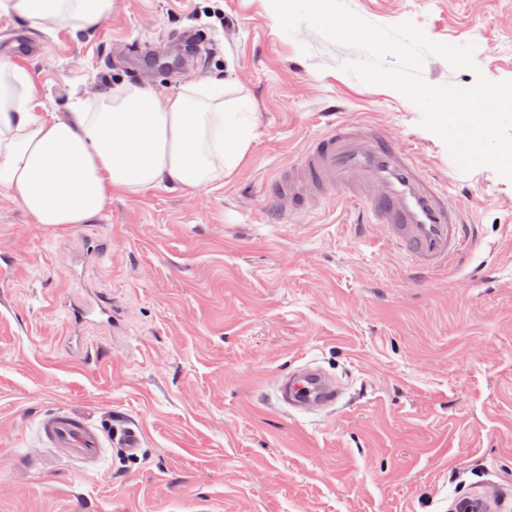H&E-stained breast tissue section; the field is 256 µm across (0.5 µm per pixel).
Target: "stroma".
<instances>
[{"label":"stroma","instance_id":"35a3bbf8","mask_svg":"<svg viewBox=\"0 0 512 512\" xmlns=\"http://www.w3.org/2000/svg\"><path fill=\"white\" fill-rule=\"evenodd\" d=\"M347 3L475 44L474 71L427 56L431 85L512 80V0ZM16 30L41 47L22 67L44 117L122 83L217 79L252 138L209 188L117 191L86 224L0 194V512H448L485 481L512 489V180L461 170L417 105L343 71L364 51L285 33L270 0H114L76 31L0 18ZM336 121L414 145L476 224L471 260L420 278L341 198L274 210L266 183ZM97 300L111 322L71 317ZM309 361L341 382L335 410L277 402V375ZM63 411L89 416L98 463L43 440Z\"/></svg>","mask_w":512,"mask_h":512}]
</instances>
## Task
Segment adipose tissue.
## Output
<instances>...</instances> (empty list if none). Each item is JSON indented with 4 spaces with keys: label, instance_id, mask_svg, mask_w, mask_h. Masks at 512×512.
Here are the masks:
<instances>
[{
    "label": "adipose tissue",
    "instance_id": "1",
    "mask_svg": "<svg viewBox=\"0 0 512 512\" xmlns=\"http://www.w3.org/2000/svg\"><path fill=\"white\" fill-rule=\"evenodd\" d=\"M114 0H0L38 29L93 26ZM37 77L0 61V193L38 224H84L112 191L160 185L196 192L247 149L250 132L224 109V83L188 84L161 97L121 84L64 117L36 110Z\"/></svg>",
    "mask_w": 512,
    "mask_h": 512
}]
</instances>
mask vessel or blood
Listing matches in <instances>:
<instances>
[{
	"mask_svg": "<svg viewBox=\"0 0 512 512\" xmlns=\"http://www.w3.org/2000/svg\"><path fill=\"white\" fill-rule=\"evenodd\" d=\"M37 45L26 32L0 40V55L26 60ZM275 209L306 212L313 199L341 196L361 210L362 230L380 232L408 263L432 273L464 259L473 227L448 193L420 170L404 139L376 126L332 124L316 135L271 183ZM280 402L290 410L312 414L335 406L344 391L334 377L308 362L277 378ZM46 441L90 464L102 456L103 443L84 416L58 412L43 420Z\"/></svg>",
	"mask_w": 512,
	"mask_h": 512,
	"instance_id": "obj_1",
	"label": "vessel or blood"
}]
</instances>
